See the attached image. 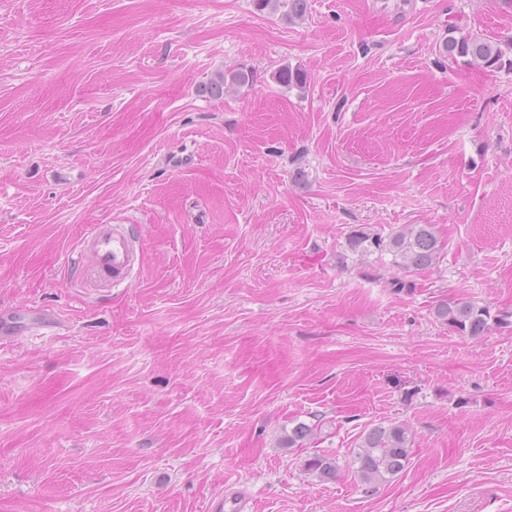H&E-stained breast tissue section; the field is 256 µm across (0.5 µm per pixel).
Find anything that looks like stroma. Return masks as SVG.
I'll return each mask as SVG.
<instances>
[{
	"mask_svg": "<svg viewBox=\"0 0 512 512\" xmlns=\"http://www.w3.org/2000/svg\"><path fill=\"white\" fill-rule=\"evenodd\" d=\"M452 29L503 41L512 11L0 0V512H512V326L434 314L512 312V70L448 58ZM95 224L140 247L120 285L75 262ZM404 224L443 251L399 291L348 238ZM389 422L410 461L371 490L349 463ZM254 80L255 74L252 69L247 67L228 69L212 78L201 91L210 97L222 98L225 92L252 86ZM435 316L448 328L464 336L479 338L493 327L512 324L510 315H492L487 306H480L470 300L455 299L440 302L435 308ZM304 470L320 480L327 481L336 478L339 464L335 458L317 453L305 460Z\"/></svg>",
	"mask_w": 512,
	"mask_h": 512,
	"instance_id": "stroma-1",
	"label": "stroma"
}]
</instances>
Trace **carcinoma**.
<instances>
[{
	"label": "carcinoma",
	"instance_id": "cac0c4a2",
	"mask_svg": "<svg viewBox=\"0 0 512 512\" xmlns=\"http://www.w3.org/2000/svg\"><path fill=\"white\" fill-rule=\"evenodd\" d=\"M263 7L285 9L290 20L306 15L308 0H256ZM443 53L452 59L463 58L468 63L481 64L488 68H512V60L500 44L475 35L463 34L456 38L448 36L443 43ZM255 74L247 67L228 69L219 73L202 87V92L213 98H222L230 90L253 85ZM275 80L284 87H303L307 75L299 68L285 66L275 74ZM354 251L375 248L392 256V264L405 275H411L432 267L442 250L441 240L432 224H403L384 236L380 233L361 232L349 238ZM435 316L448 328L464 336L479 338L493 327L509 324L508 316L493 315L486 306L470 300L455 299L440 302ZM411 431L398 422L372 427L365 434L352 457L351 466L366 485L380 486L405 469L410 459ZM304 470L316 478L327 481L336 478L339 464L335 458L325 454H314L304 462Z\"/></svg>",
	"mask_w": 512,
	"mask_h": 512
}]
</instances>
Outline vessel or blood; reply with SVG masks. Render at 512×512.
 <instances>
[{
	"label": "vessel or blood",
	"instance_id": "b4317fda",
	"mask_svg": "<svg viewBox=\"0 0 512 512\" xmlns=\"http://www.w3.org/2000/svg\"><path fill=\"white\" fill-rule=\"evenodd\" d=\"M79 257L90 258L99 280L119 283L134 269L137 254L128 231L118 224H96L80 242Z\"/></svg>",
	"mask_w": 512,
	"mask_h": 512
}]
</instances>
